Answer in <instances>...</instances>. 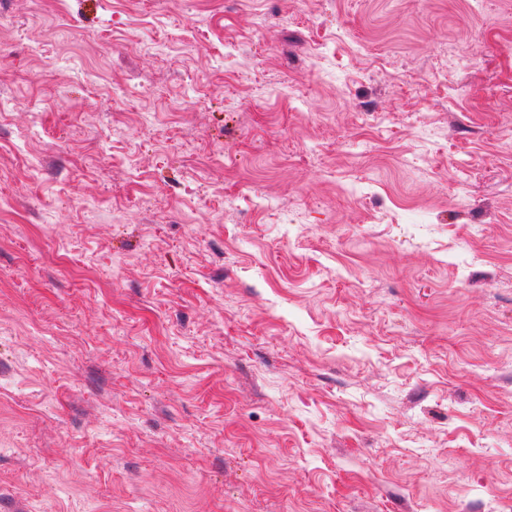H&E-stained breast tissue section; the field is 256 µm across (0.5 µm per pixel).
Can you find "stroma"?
I'll return each instance as SVG.
<instances>
[{
    "label": "stroma",
    "mask_w": 512,
    "mask_h": 512,
    "mask_svg": "<svg viewBox=\"0 0 512 512\" xmlns=\"http://www.w3.org/2000/svg\"><path fill=\"white\" fill-rule=\"evenodd\" d=\"M0 17V512H512V0Z\"/></svg>",
    "instance_id": "obj_1"
}]
</instances>
